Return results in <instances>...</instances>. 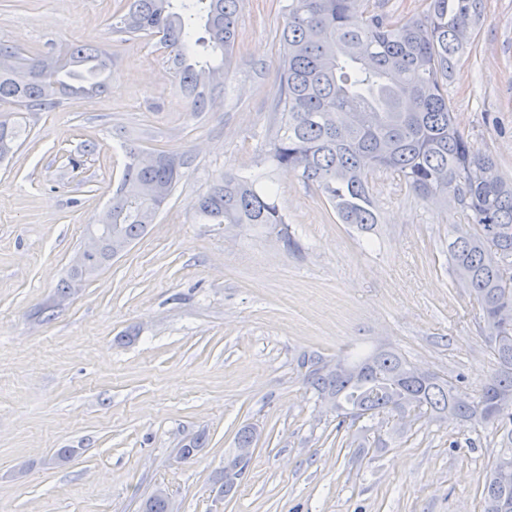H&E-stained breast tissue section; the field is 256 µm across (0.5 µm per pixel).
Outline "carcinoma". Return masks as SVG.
<instances>
[{
    "label": "carcinoma",
    "instance_id": "1",
    "mask_svg": "<svg viewBox=\"0 0 512 512\" xmlns=\"http://www.w3.org/2000/svg\"><path fill=\"white\" fill-rule=\"evenodd\" d=\"M241 0H119L117 32L145 34L169 54L180 92L192 110L205 112L229 79L228 60L237 38ZM482 0H426L411 16L370 9L369 0H291L280 32L282 118L269 158L315 185L338 220L370 233L380 224L370 183L378 173L397 176L422 200L448 198L471 212L472 224L452 227L448 262L456 285L482 313V330L496 371L477 395L436 374L418 378L392 348L343 359L303 356L304 381L318 399L337 400V416L371 419L380 413L441 418L448 414L483 424L499 436L498 450L481 490L489 502L512 499V182L489 153L459 130L448 100V80L470 43L460 31L476 32ZM204 35H197L198 29ZM112 73V54L91 44L62 52L24 53L0 43V107L45 111L63 100L102 92ZM22 127L0 120V163L13 156ZM125 145L120 186L112 198V235L130 243L154 223L184 177L185 155L155 150L141 166ZM209 224H277L289 249L277 193L252 175L226 174L194 203ZM140 512H170L156 492Z\"/></svg>",
    "mask_w": 512,
    "mask_h": 512
}]
</instances>
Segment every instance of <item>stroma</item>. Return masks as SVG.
<instances>
[{
	"label": "stroma",
	"mask_w": 512,
	"mask_h": 512,
	"mask_svg": "<svg viewBox=\"0 0 512 512\" xmlns=\"http://www.w3.org/2000/svg\"><path fill=\"white\" fill-rule=\"evenodd\" d=\"M288 3L242 0L231 78L196 112L164 53L113 33L115 0H0L2 43L112 55L104 93L28 113L0 164V512H139L160 486L177 512H481L491 429L401 427L391 414L341 423L303 382L305 355L382 346L474 395L496 363L448 264L450 230L468 212L381 175L368 238L268 161ZM482 14L448 98L512 180V0H483ZM127 138L187 155L185 177L144 237L58 300L87 226L112 202ZM227 173L274 186L296 248L273 226L197 217L193 200ZM245 425L255 452L236 491L218 496ZM201 431L204 448L178 459Z\"/></svg>",
	"instance_id": "1"
}]
</instances>
